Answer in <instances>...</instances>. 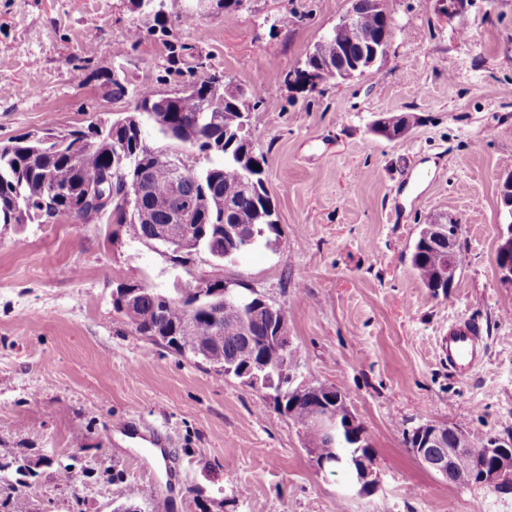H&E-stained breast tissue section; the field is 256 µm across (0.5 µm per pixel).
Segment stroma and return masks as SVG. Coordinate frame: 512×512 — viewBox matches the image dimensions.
<instances>
[{
	"instance_id": "stroma-1",
	"label": "stroma",
	"mask_w": 512,
	"mask_h": 512,
	"mask_svg": "<svg viewBox=\"0 0 512 512\" xmlns=\"http://www.w3.org/2000/svg\"><path fill=\"white\" fill-rule=\"evenodd\" d=\"M166 0H0V143L132 112L133 92H176L207 73L263 96L251 112L280 236L224 262H183L103 222L0 224V512H512V490L453 486L403 434L435 422L512 435V286L495 253L512 222V0H383L396 29L363 73L310 90L295 72L351 0H248L227 14ZM195 11L193 26L175 15ZM290 25H281L283 16ZM413 116L407 137L372 131ZM459 221L466 247L447 297L414 277L422 224ZM203 276L241 281L288 315L298 372L343 390L380 477L363 495L324 473L265 392L137 333L118 284L158 292ZM478 321L485 363L462 378L435 352ZM128 421L129 430L117 429ZM169 445L156 449L150 432Z\"/></svg>"
}]
</instances>
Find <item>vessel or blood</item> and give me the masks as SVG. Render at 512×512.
Here are the masks:
<instances>
[{"label": "vessel or blood", "mask_w": 512, "mask_h": 512, "mask_svg": "<svg viewBox=\"0 0 512 512\" xmlns=\"http://www.w3.org/2000/svg\"><path fill=\"white\" fill-rule=\"evenodd\" d=\"M441 360L460 377L469 376L482 362L485 336L482 326L470 319H459L449 324L447 336L439 341Z\"/></svg>", "instance_id": "1"}]
</instances>
